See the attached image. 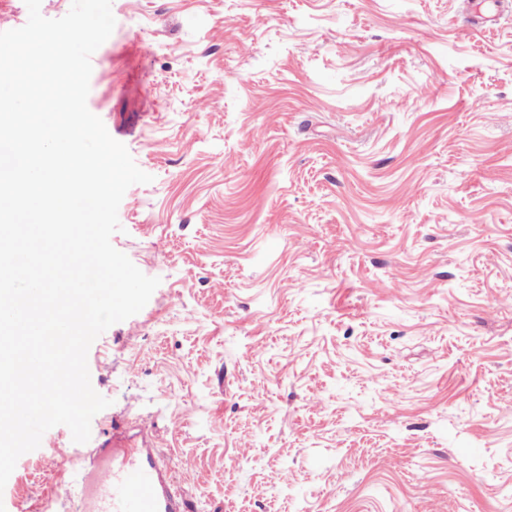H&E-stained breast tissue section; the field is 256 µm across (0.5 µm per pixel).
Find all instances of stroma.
Wrapping results in <instances>:
<instances>
[{
  "label": "stroma",
  "instance_id": "obj_1",
  "mask_svg": "<svg viewBox=\"0 0 512 512\" xmlns=\"http://www.w3.org/2000/svg\"><path fill=\"white\" fill-rule=\"evenodd\" d=\"M467 2L112 0L87 107L160 284L89 350L91 437L148 428L186 512H512V13ZM71 446L14 512H67ZM471 19L475 23L479 21H490L501 15L504 9H512L509 0H471Z\"/></svg>",
  "mask_w": 512,
  "mask_h": 512
}]
</instances>
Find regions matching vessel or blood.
Instances as JSON below:
<instances>
[{
	"label": "vessel or blood",
	"mask_w": 512,
	"mask_h": 512,
	"mask_svg": "<svg viewBox=\"0 0 512 512\" xmlns=\"http://www.w3.org/2000/svg\"><path fill=\"white\" fill-rule=\"evenodd\" d=\"M512 7V0H471L470 34L479 21H490ZM99 460L86 472L68 474L67 497L76 512H185L167 467L156 458L157 445L149 433L140 439L120 432L107 434Z\"/></svg>",
	"instance_id": "obj_1"
}]
</instances>
